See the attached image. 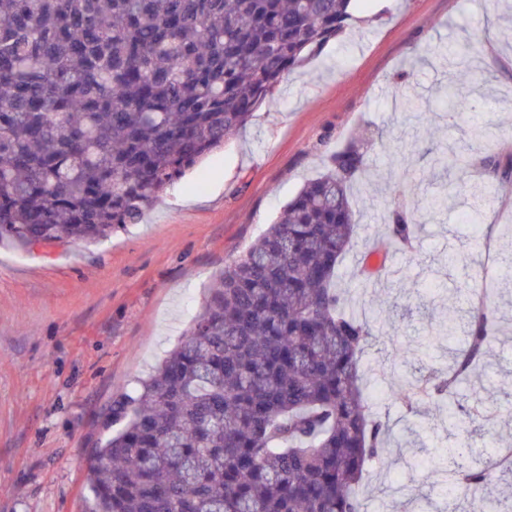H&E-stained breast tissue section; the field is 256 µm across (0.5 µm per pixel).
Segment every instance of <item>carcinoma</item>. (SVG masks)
Wrapping results in <instances>:
<instances>
[{
    "instance_id": "1",
    "label": "carcinoma",
    "mask_w": 512,
    "mask_h": 512,
    "mask_svg": "<svg viewBox=\"0 0 512 512\" xmlns=\"http://www.w3.org/2000/svg\"><path fill=\"white\" fill-rule=\"evenodd\" d=\"M356 0H0V242L27 249L100 242L130 224L262 106L282 78L337 38ZM369 142L332 152L278 220L224 267L184 338L140 386L112 400L120 429L87 471L88 512H364L357 494L390 428L360 387L372 321L345 308L336 270L357 219L351 191ZM496 189L512 155L448 156ZM389 244L413 245L418 216L393 189ZM496 310L471 302L430 333L461 345L445 375L400 345L398 394L414 424L421 401L448 419L484 418L465 384L493 350ZM445 482L473 512L512 467L461 435Z\"/></svg>"
}]
</instances>
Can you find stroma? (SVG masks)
Returning a JSON list of instances; mask_svg holds the SVG:
<instances>
[{
	"label": "stroma",
	"mask_w": 512,
	"mask_h": 512,
	"mask_svg": "<svg viewBox=\"0 0 512 512\" xmlns=\"http://www.w3.org/2000/svg\"><path fill=\"white\" fill-rule=\"evenodd\" d=\"M477 35L471 66L478 84H453L445 59L425 46L465 44ZM477 103L471 122L491 137L489 152H512V0H358L338 39L285 76L273 107H261L166 191L142 223L107 241L26 251L0 245V512H85L88 464L105 433L112 400L146 377L173 348L224 266L273 224L304 183L351 138L367 135L368 169L352 192L359 222L337 282L352 309L375 316L383 340L409 349L423 340L414 309L434 317L464 310L466 283L495 286L512 253V185L486 193L481 175L429 171V151L471 148L450 112L455 95ZM426 112L398 108L402 97ZM411 158L422 226L412 250L389 246L384 280L359 269L384 235L397 152ZM454 182L447 208L431 201ZM487 213L484 236L465 221L475 197ZM499 340L490 375L512 383V294L499 302ZM377 347L363 357L373 409L391 428L386 455L362 490L365 512H428L443 507L439 456L459 432L434 403L427 429L409 443L412 418L382 376ZM495 421L475 447L512 443V391L485 401Z\"/></svg>",
	"instance_id": "1"
}]
</instances>
